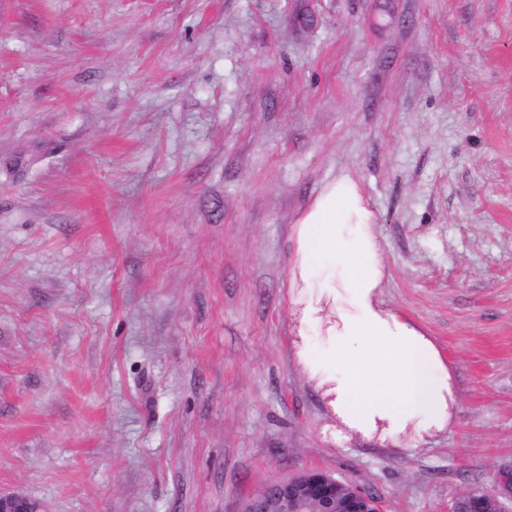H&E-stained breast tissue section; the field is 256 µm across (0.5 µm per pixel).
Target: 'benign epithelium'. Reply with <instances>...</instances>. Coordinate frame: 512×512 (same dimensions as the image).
I'll list each match as a JSON object with an SVG mask.
<instances>
[{"instance_id": "benign-epithelium-1", "label": "benign epithelium", "mask_w": 512, "mask_h": 512, "mask_svg": "<svg viewBox=\"0 0 512 512\" xmlns=\"http://www.w3.org/2000/svg\"><path fill=\"white\" fill-rule=\"evenodd\" d=\"M475 497L488 512H512V468L499 471L495 488L478 490ZM0 512H38V507L22 495L0 494ZM241 512H385V507L366 491L311 469L270 481Z\"/></svg>"}]
</instances>
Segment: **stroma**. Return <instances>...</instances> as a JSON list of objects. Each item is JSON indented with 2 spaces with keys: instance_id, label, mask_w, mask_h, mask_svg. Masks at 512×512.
I'll use <instances>...</instances> for the list:
<instances>
[{
  "instance_id": "35a3bbf8",
  "label": "stroma",
  "mask_w": 512,
  "mask_h": 512,
  "mask_svg": "<svg viewBox=\"0 0 512 512\" xmlns=\"http://www.w3.org/2000/svg\"><path fill=\"white\" fill-rule=\"evenodd\" d=\"M458 397L349 434L295 356L339 175ZM512 464V0H0V492L241 512L308 469L448 512Z\"/></svg>"
}]
</instances>
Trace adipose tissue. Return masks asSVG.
I'll return each instance as SVG.
<instances>
[{
	"label": "adipose tissue",
	"mask_w": 512,
	"mask_h": 512,
	"mask_svg": "<svg viewBox=\"0 0 512 512\" xmlns=\"http://www.w3.org/2000/svg\"><path fill=\"white\" fill-rule=\"evenodd\" d=\"M377 222L346 174L298 214L289 278L296 357L348 431L414 448L449 423L456 397L433 342L381 298Z\"/></svg>",
	"instance_id": "ef3b65f1"
}]
</instances>
